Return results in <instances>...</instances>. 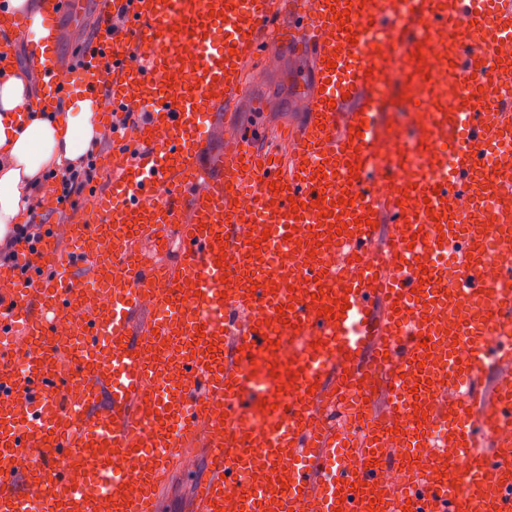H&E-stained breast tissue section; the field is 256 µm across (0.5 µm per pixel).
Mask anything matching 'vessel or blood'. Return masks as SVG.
Listing matches in <instances>:
<instances>
[{"label": "vessel or blood", "mask_w": 512, "mask_h": 512, "mask_svg": "<svg viewBox=\"0 0 512 512\" xmlns=\"http://www.w3.org/2000/svg\"><path fill=\"white\" fill-rule=\"evenodd\" d=\"M97 37L71 71L56 78L53 47L42 54L43 103L73 90L112 106L116 116L145 118L112 150L108 202L86 197L84 217L66 241L42 237L18 245V264L0 266V512H157L156 493L178 456L224 401L220 441L200 443L208 475L192 512H512V487L495 484L483 498L455 492L441 462L449 449L469 484L504 466L512 450L479 449L512 424V374L491 390L475 380L494 356L479 328L460 321L465 352L449 349L448 386L455 406L436 409L419 377L424 339L452 297L495 308L512 329V278L485 285L468 246L480 200L512 190V162L477 179L485 147L512 138V0H294L300 18L290 35L314 50L318 91L308 120L291 131L286 157H268L252 132L226 135L224 150L202 159L206 117L241 90L248 61L270 55L281 38L282 0H99ZM125 29L113 31L116 19ZM459 63L447 90L426 82L431 111L417 114L428 150H386L400 133L376 123L385 109L392 62L423 71L417 29ZM468 112L458 125L454 110ZM411 172L396 185L400 168ZM469 199L465 211L458 199ZM388 221L385 249L372 222ZM345 230H336V222ZM247 224L298 240L288 264L248 243ZM420 234L427 250L448 253L467 277L442 294L437 270L398 265L396 255ZM335 242L340 264L328 267L320 242ZM359 264L363 277L340 278ZM89 272L86 280L74 269ZM286 284L273 288L278 278ZM213 309L202 322L198 311ZM83 312L82 353L71 382L53 365L55 337ZM28 344L26 372L11 362L15 339ZM155 356L147 358L146 339ZM387 388L386 414L353 420L346 389ZM426 402L403 412L410 389ZM323 429L308 426L314 406ZM398 431L394 455L375 453L382 434ZM428 448L432 473H414L416 449ZM359 451L363 464L344 466ZM26 468H18V458ZM138 466L130 480L115 467ZM259 468L257 494L227 502L228 479ZM409 476L384 507L372 492L388 471Z\"/></svg>", "instance_id": "obj_1"}]
</instances>
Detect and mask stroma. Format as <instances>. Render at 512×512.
<instances>
[{
	"instance_id": "stroma-1",
	"label": "stroma",
	"mask_w": 512,
	"mask_h": 512,
	"mask_svg": "<svg viewBox=\"0 0 512 512\" xmlns=\"http://www.w3.org/2000/svg\"><path fill=\"white\" fill-rule=\"evenodd\" d=\"M97 0H76L74 9L57 20V54L61 71H69L80 47L76 34H88L97 26ZM314 53L300 40H282L268 59H256L246 67L245 84L234 103L207 123V151H219L225 131L261 127L260 149L286 153V131L307 119L303 102L316 85ZM207 476L205 461L196 458L191 468L175 470L162 489L158 512H187L198 483Z\"/></svg>"
}]
</instances>
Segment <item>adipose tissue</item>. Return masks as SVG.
<instances>
[{
	"label": "adipose tissue",
	"mask_w": 512,
	"mask_h": 512,
	"mask_svg": "<svg viewBox=\"0 0 512 512\" xmlns=\"http://www.w3.org/2000/svg\"><path fill=\"white\" fill-rule=\"evenodd\" d=\"M26 95L18 72H0V230L25 210L46 171L79 163L99 132L97 100L78 95L28 113Z\"/></svg>",
	"instance_id": "1"
}]
</instances>
